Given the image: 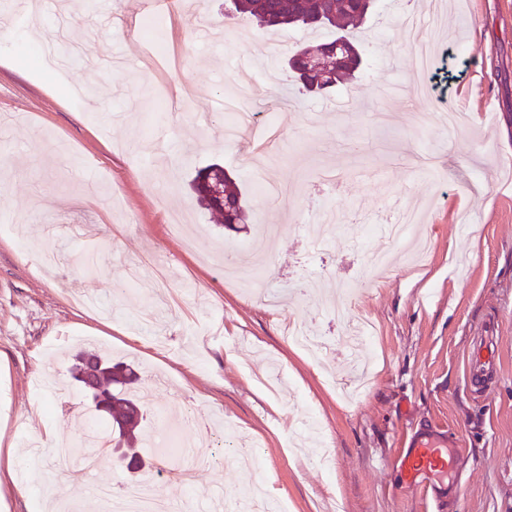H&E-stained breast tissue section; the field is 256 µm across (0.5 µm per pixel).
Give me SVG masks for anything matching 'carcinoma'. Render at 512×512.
Wrapping results in <instances>:
<instances>
[{"instance_id": "obj_1", "label": "carcinoma", "mask_w": 512, "mask_h": 512, "mask_svg": "<svg viewBox=\"0 0 512 512\" xmlns=\"http://www.w3.org/2000/svg\"><path fill=\"white\" fill-rule=\"evenodd\" d=\"M375 0H239L236 6L228 5L232 14L255 19L267 34L274 35L288 27L300 29L330 26L339 30L355 28L371 13ZM345 35L322 44H306L288 59V68L293 73L298 89H305L299 82L300 72L306 59L316 57L321 64L318 83L331 87L340 80L354 76L362 68L363 59L358 57L346 64H336L333 47ZM193 190L205 208L224 217L226 224H240L246 220L239 193L233 180L218 164L198 171ZM74 381L84 393L91 395L95 411L107 414L112 419L115 434L114 448L126 450L127 468L138 470L144 461L136 448L144 444L141 429L144 410L131 385L137 381L136 374L122 363L99 353L83 352L72 365Z\"/></svg>"}]
</instances>
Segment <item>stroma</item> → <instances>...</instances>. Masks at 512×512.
Instances as JSON below:
<instances>
[{"instance_id": "stroma-1", "label": "stroma", "mask_w": 512, "mask_h": 512, "mask_svg": "<svg viewBox=\"0 0 512 512\" xmlns=\"http://www.w3.org/2000/svg\"><path fill=\"white\" fill-rule=\"evenodd\" d=\"M406 6L378 0L349 31L365 54L357 79L284 107V53L263 33L239 41L224 0H171L151 15L137 0H42L34 22L0 0V448L25 452L31 420L54 431L41 455L25 452L28 484L0 487V512L56 498L104 512L95 487L138 483L208 512L212 495L233 502L247 487L235 454L245 440L288 512H512V0H453L436 17L415 0L464 74L443 100L416 92ZM243 71L269 83L247 103L262 147L246 130L238 145L224 139ZM446 110L465 115L452 136L432 119ZM212 162L247 202L237 228L190 189ZM327 168L336 186H322ZM257 169L287 195L263 199ZM413 207L426 254L368 266L390 247L384 225ZM176 209L193 223L171 228ZM267 228L276 308L253 302L248 266L228 285L215 260ZM311 233L320 252L306 250ZM340 308L374 328L368 382L351 398L327 383L349 370L342 350L317 363L285 337L293 320L337 339ZM484 329L497 376L477 394L467 371ZM91 343L132 364L140 386L166 381L165 424L209 418L214 454L193 485L109 461L85 484L68 480L75 463L54 450L80 443L92 402L67 368ZM47 369L69 403L54 413L33 390ZM428 421L464 439L459 494L443 506L399 470L406 434Z\"/></svg>"}]
</instances>
